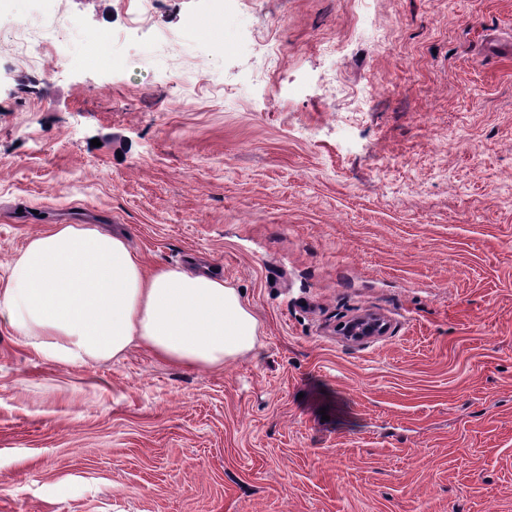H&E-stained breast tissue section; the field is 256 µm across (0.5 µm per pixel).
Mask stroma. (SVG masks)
<instances>
[{"label":"stroma","instance_id":"1","mask_svg":"<svg viewBox=\"0 0 512 512\" xmlns=\"http://www.w3.org/2000/svg\"><path fill=\"white\" fill-rule=\"evenodd\" d=\"M211 8L0 15V278L108 224L207 261L260 344L65 367L0 326V512H512V0ZM50 16L68 41L10 45ZM366 313L388 332L339 335Z\"/></svg>","mask_w":512,"mask_h":512}]
</instances>
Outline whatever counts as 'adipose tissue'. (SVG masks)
Returning <instances> with one entry per match:
<instances>
[{"mask_svg":"<svg viewBox=\"0 0 512 512\" xmlns=\"http://www.w3.org/2000/svg\"><path fill=\"white\" fill-rule=\"evenodd\" d=\"M44 361L77 367L138 347L169 364L220 370L253 355L258 321L223 278L146 268L127 239L96 224L29 238L0 282V325Z\"/></svg>","mask_w":512,"mask_h":512,"instance_id":"ef3b65f1","label":"adipose tissue"}]
</instances>
